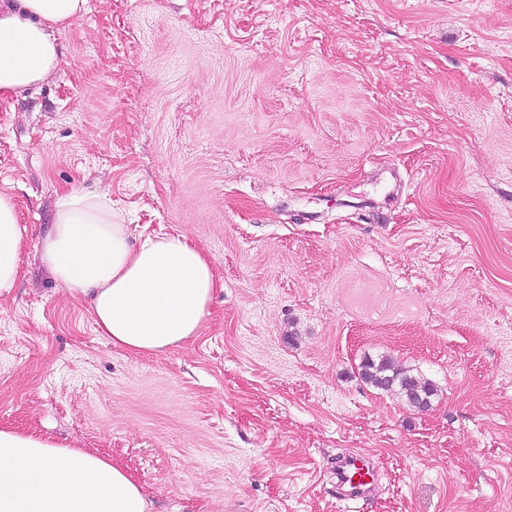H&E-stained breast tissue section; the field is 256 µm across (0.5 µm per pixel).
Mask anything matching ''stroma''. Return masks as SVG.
Listing matches in <instances>:
<instances>
[{"instance_id": "35a3bbf8", "label": "stroma", "mask_w": 512, "mask_h": 512, "mask_svg": "<svg viewBox=\"0 0 512 512\" xmlns=\"http://www.w3.org/2000/svg\"><path fill=\"white\" fill-rule=\"evenodd\" d=\"M57 40L0 101V427L120 463L152 512H512V0H88ZM70 187L211 256L200 336L114 348L57 288ZM383 355L427 410L361 381ZM359 453L374 489L339 500ZM24 229L13 198L0 194V296L14 288L20 273ZM336 493L341 500L366 497L375 480V464L368 454L346 456L336 463Z\"/></svg>"}]
</instances>
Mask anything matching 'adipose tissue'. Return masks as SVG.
Masks as SVG:
<instances>
[{
    "instance_id": "adipose-tissue-1",
    "label": "adipose tissue",
    "mask_w": 512,
    "mask_h": 512,
    "mask_svg": "<svg viewBox=\"0 0 512 512\" xmlns=\"http://www.w3.org/2000/svg\"><path fill=\"white\" fill-rule=\"evenodd\" d=\"M88 0H0V99L24 94L60 64L57 34ZM24 229L0 194V295L20 273ZM55 284L89 300L101 336L134 354H161L199 336L220 282L185 234H134L111 200L78 188L56 193L40 243ZM121 465L46 435L0 428V512H150Z\"/></svg>"
}]
</instances>
